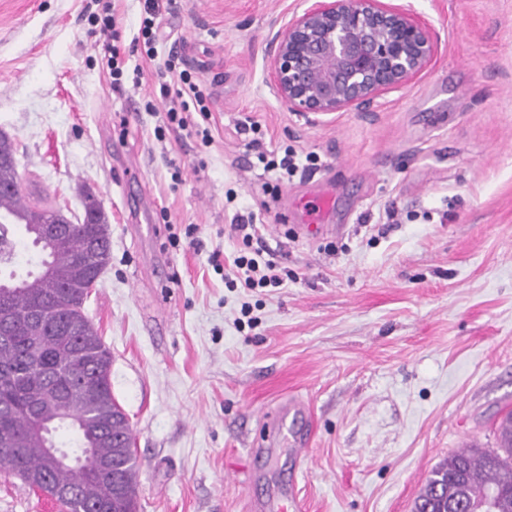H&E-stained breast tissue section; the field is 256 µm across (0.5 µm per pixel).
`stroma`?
<instances>
[{"instance_id":"obj_1","label":"stroma","mask_w":512,"mask_h":512,"mask_svg":"<svg viewBox=\"0 0 512 512\" xmlns=\"http://www.w3.org/2000/svg\"><path fill=\"white\" fill-rule=\"evenodd\" d=\"M113 3L117 89L92 0H0V131L24 193L71 220L91 194L107 216L85 311L136 439L138 512H256L287 480L300 512H412L449 449L495 447L512 410V0H410L432 68L317 121L266 82L272 24L303 0H169L158 57L197 76L207 146L166 127L144 0ZM255 139L319 164L264 171ZM248 212L288 278L246 295L220 267ZM290 402L307 456L257 454ZM0 512L57 509L0 470ZM156 0L145 1V13L148 15L143 17L140 26V35L143 39L145 54L150 61L155 60L158 55L156 44L158 42L156 30H154V18L156 16Z\"/></svg>"}]
</instances>
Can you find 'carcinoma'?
Wrapping results in <instances>:
<instances>
[{"mask_svg":"<svg viewBox=\"0 0 512 512\" xmlns=\"http://www.w3.org/2000/svg\"><path fill=\"white\" fill-rule=\"evenodd\" d=\"M11 194L29 224L48 220L68 225L64 239L40 246L37 270L22 278V287L0 291V307H10L16 321L7 340L0 339V456L11 459L7 472L24 488L56 501L64 512H137L132 489L138 469L136 441L127 414L112 396V356L84 310V303L110 261V240L101 204L86 201L98 212L96 224H74L39 201L23 199L17 163L0 166ZM17 224L0 223V241L8 253L0 270L17 259ZM101 242L94 264L83 258L88 241ZM42 308L43 323L25 320L26 311ZM67 397L71 416L79 423L77 448H93L88 465L54 466L45 448L66 424L55 420L56 399ZM499 447L465 448L448 457L428 480L413 512H512V411L497 428Z\"/></svg>","mask_w":512,"mask_h":512,"instance_id":"carcinoma-1","label":"carcinoma"}]
</instances>
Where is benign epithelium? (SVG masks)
Wrapping results in <instances>:
<instances>
[{
  "label": "benign epithelium",
  "mask_w": 512,
  "mask_h": 512,
  "mask_svg": "<svg viewBox=\"0 0 512 512\" xmlns=\"http://www.w3.org/2000/svg\"><path fill=\"white\" fill-rule=\"evenodd\" d=\"M272 32L268 81L292 112L365 111L434 64L439 46L409 4L305 0Z\"/></svg>",
  "instance_id": "1"
}]
</instances>
